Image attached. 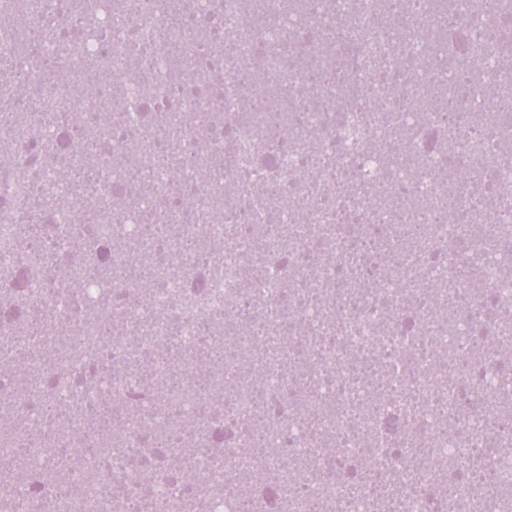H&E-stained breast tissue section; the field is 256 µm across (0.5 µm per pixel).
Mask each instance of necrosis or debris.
Masks as SVG:
<instances>
[{"instance_id":"obj_1","label":"necrosis or debris","mask_w":512,"mask_h":512,"mask_svg":"<svg viewBox=\"0 0 512 512\" xmlns=\"http://www.w3.org/2000/svg\"><path fill=\"white\" fill-rule=\"evenodd\" d=\"M98 3L77 20L63 0H0V46L22 27L44 33L41 62L18 58L17 75L0 77V109L11 114L0 141V304L43 324L27 342L0 324V361L19 370L0 382V512H36L24 472L47 479L48 512H242L247 501L267 512L250 480L259 466L277 480L276 512H495L461 469L479 457L512 484V416L488 426L476 407L499 387L490 348L512 341V280L493 257L474 279L457 275L472 227L512 222V144L455 122L495 110L482 88L512 66L480 0L459 15L465 43H448L462 63L483 65L467 97L452 73L421 67L420 48H398L387 31V15L413 19L422 0H323L356 33V50L337 45L346 68L335 73L325 60L288 68L280 54L286 29L302 50L319 45L320 13L245 33L235 22L250 0H195L164 40L163 0ZM202 30L226 49L204 51L194 79L179 80L173 48ZM86 60L105 84L93 99L54 81L57 66ZM328 72L333 96L314 103L313 79ZM257 75L279 98L249 96ZM389 124L410 127L403 156L419 181L388 169L377 131ZM167 155L194 157L207 209L186 215L158 168ZM117 157L153 173L148 196L113 169ZM61 158L92 166L97 220L87 227L55 209L22 237L39 202L65 193ZM464 160L485 163V206L448 190ZM302 167L310 181L296 179ZM272 184L287 212H270ZM154 204L171 236L147 232ZM71 229L80 249L67 244ZM178 236L196 251L175 254ZM215 248L223 261L201 265ZM132 249L155 272L146 307L128 274ZM384 260L396 279L380 288ZM428 273L430 294L419 287ZM172 336L180 383L161 354ZM247 351L262 373L242 366ZM290 356L310 364L317 389L288 373ZM103 403L110 431L91 422ZM224 426L234 433L215 445ZM260 437L277 453L260 455ZM331 445L338 457L326 455ZM184 455L204 472L191 489L177 478Z\"/></svg>"}]
</instances>
